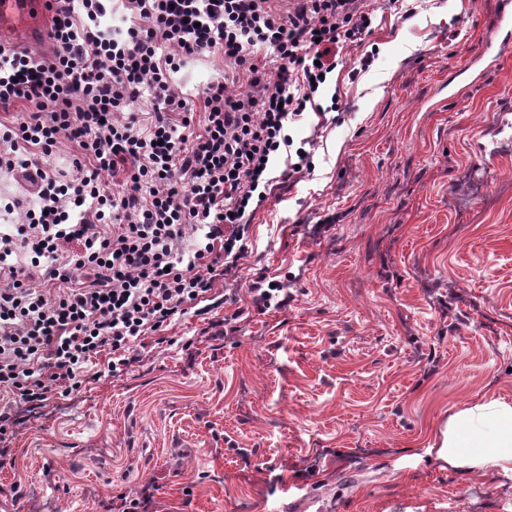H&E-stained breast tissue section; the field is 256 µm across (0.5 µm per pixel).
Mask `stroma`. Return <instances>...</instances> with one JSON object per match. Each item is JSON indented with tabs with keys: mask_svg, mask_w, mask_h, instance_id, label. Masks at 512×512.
I'll use <instances>...</instances> for the list:
<instances>
[{
	"mask_svg": "<svg viewBox=\"0 0 512 512\" xmlns=\"http://www.w3.org/2000/svg\"><path fill=\"white\" fill-rule=\"evenodd\" d=\"M377 0L291 130L314 170L276 186L237 277L184 304L140 363L15 428L0 512H512V479L429 455L450 414L512 402V47L502 0ZM233 61L174 73L188 97ZM19 224L32 183L0 173ZM281 281L279 308L254 290Z\"/></svg>",
	"mask_w": 512,
	"mask_h": 512,
	"instance_id": "obj_1",
	"label": "stroma"
}]
</instances>
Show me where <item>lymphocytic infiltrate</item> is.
<instances>
[{
	"mask_svg": "<svg viewBox=\"0 0 512 512\" xmlns=\"http://www.w3.org/2000/svg\"><path fill=\"white\" fill-rule=\"evenodd\" d=\"M54 3L49 53L0 44V111L21 112L0 122V172L27 176L38 197L25 223L0 225V468L18 404L82 388L102 353L112 372L132 366L145 336L235 274L272 163L284 181L311 167L288 126L374 18L371 0H126L136 24L107 31L102 0ZM208 54L234 61L246 92L220 77L198 101L180 93L173 73ZM62 137L75 146L69 179L46 163Z\"/></svg>",
	"mask_w": 512,
	"mask_h": 512,
	"instance_id": "f902f5d3",
	"label": "lymphocytic infiltrate"
}]
</instances>
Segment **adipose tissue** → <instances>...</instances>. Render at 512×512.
<instances>
[{
	"mask_svg": "<svg viewBox=\"0 0 512 512\" xmlns=\"http://www.w3.org/2000/svg\"><path fill=\"white\" fill-rule=\"evenodd\" d=\"M429 452L465 472L512 476V405L491 399L453 413Z\"/></svg>",
	"mask_w": 512,
	"mask_h": 512,
	"instance_id": "obj_1",
	"label": "adipose tissue"
}]
</instances>
